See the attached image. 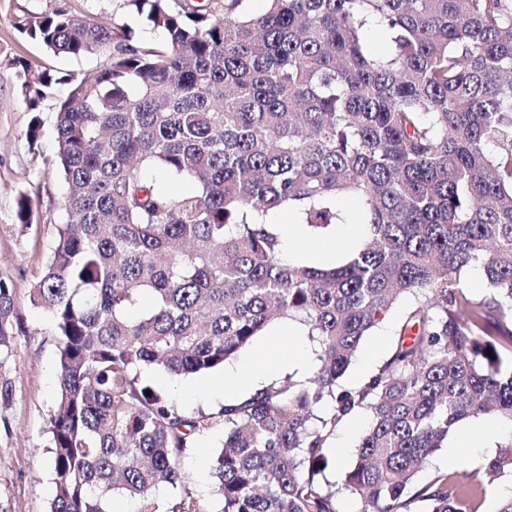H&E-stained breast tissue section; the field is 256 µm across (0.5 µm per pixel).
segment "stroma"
<instances>
[{"instance_id":"35a3bbf8","label":"stroma","mask_w":512,"mask_h":512,"mask_svg":"<svg viewBox=\"0 0 512 512\" xmlns=\"http://www.w3.org/2000/svg\"><path fill=\"white\" fill-rule=\"evenodd\" d=\"M57 9L127 28L138 46L162 39L130 0H0V277L13 284L19 327L11 352L0 358V512H48L56 493L46 446L48 414L58 392V338L50 315L31 305L29 292L47 263L62 211L65 187L52 168V159L57 104L68 88L57 86L54 97L42 103L39 114H32L23 93L22 66L30 64L36 74L67 73L81 79L98 71L103 63L97 54L74 58L49 52L23 31L22 24L31 15ZM36 116L41 119L42 136L33 146L27 140V130ZM22 201L30 208L26 225L17 217ZM409 305V299H401L365 336L342 378L344 386H355L362 373H374L386 361ZM146 380L187 413L213 411L226 400L223 391L207 389L202 374L173 377L160 370L147 375ZM367 424V412L349 416L336 430L335 447L327 451L336 460L326 475L340 488V512L359 509L356 499L342 492L341 487ZM223 436V428L218 427L198 438L182 459L180 485L161 489V502L188 492L201 500L208 512H217L219 503L212 495V460L221 449ZM511 440L512 423L505 420L492 421L489 436L483 441L469 442L460 433L450 434L447 445L417 473L413 486L421 488L436 474L455 469L478 471L498 453L500 445ZM341 443L346 446L342 453L337 450Z\"/></svg>"}]
</instances>
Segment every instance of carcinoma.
Masks as SVG:
<instances>
[{
    "mask_svg": "<svg viewBox=\"0 0 512 512\" xmlns=\"http://www.w3.org/2000/svg\"><path fill=\"white\" fill-rule=\"evenodd\" d=\"M133 2L162 41L65 11L24 24L54 53L104 56L90 77L23 82L33 112L70 84L55 116L64 216L29 293L59 344L50 512H111L117 495L135 512H208L157 492L219 426L217 512H338L326 448L362 410L345 480L359 512H478L475 474L411 485L464 421L512 422V0ZM373 30L388 53L370 50ZM342 196L369 233L334 265L285 259L268 216L286 206L332 237ZM475 265L483 297L464 281ZM404 296L390 357L343 386ZM290 323L314 345L304 380L186 414L140 378L219 369ZM17 333L0 279V353ZM485 471L512 473V443Z\"/></svg>",
    "mask_w": 512,
    "mask_h": 512,
    "instance_id": "cac0c4a2",
    "label": "carcinoma"
}]
</instances>
